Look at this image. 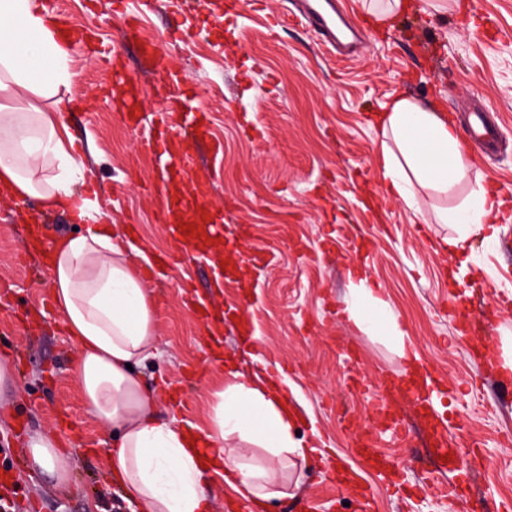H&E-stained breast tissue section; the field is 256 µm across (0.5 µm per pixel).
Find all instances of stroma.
<instances>
[{
    "instance_id": "obj_1",
    "label": "stroma",
    "mask_w": 512,
    "mask_h": 512,
    "mask_svg": "<svg viewBox=\"0 0 512 512\" xmlns=\"http://www.w3.org/2000/svg\"><path fill=\"white\" fill-rule=\"evenodd\" d=\"M46 10L91 30L96 43L72 50L63 95L82 108L61 120L79 146L100 202L115 224L135 228L133 244L145 256L173 245L155 218L149 184L161 178L143 143L156 133L154 115L170 97L138 50L127 42L118 69L100 58L120 36L121 10L139 0H40ZM139 40L160 42L170 65L187 74L191 102L207 108L208 131L178 128L196 169L210 172L213 209L224 233L247 230L265 252L261 268L228 269L216 279L208 264L164 269L153 279L158 355L142 373L156 382L161 418L205 426L215 391L224 385L222 363L233 359L244 375L274 371L304 436L319 434L326 465L356 473L361 489L339 492L326 474L298 476L272 462L284 495L270 512H292L308 500L313 512H461L463 499L482 512L512 505V401H499L497 376L476 364L472 350L512 344V0H410L395 29L366 16L363 0H336L361 31L353 55L327 46L315 27L299 20L279 27L275 16L295 13L297 0H152ZM140 86L147 114L126 125L112 98L115 74ZM434 106L450 118L461 139L465 119L479 110L498 122L493 150L470 144L469 168L449 197L419 189V209L387 192L377 114L392 97ZM221 151H212V143ZM497 187L493 221L497 238L476 240L467 259L439 249L454 226L438 211L470 200L487 183ZM14 202L0 199V360L13 376L0 385V466L17 465L23 489L14 512H132L110 479V433L84 404L71 373L76 347L51 294L39 255H26L27 227ZM361 272L381 288L411 336L421 364L441 386L434 396L448 432L483 458L462 465L460 477H440L439 492L425 479L435 474L430 438L413 405L395 401L378 414L373 387L404 377L408 366L389 337L345 322L341 309ZM224 308V321L205 331L191 299ZM248 299L256 349L238 344L236 315L227 305ZM469 309L456 315L447 302ZM412 438L402 444L397 427ZM52 428L72 458L68 484L57 485L32 468L29 439ZM370 433L390 471L372 469L354 442Z\"/></svg>"
}]
</instances>
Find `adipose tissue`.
I'll return each mask as SVG.
<instances>
[{
	"label": "adipose tissue",
	"instance_id": "obj_1",
	"mask_svg": "<svg viewBox=\"0 0 512 512\" xmlns=\"http://www.w3.org/2000/svg\"><path fill=\"white\" fill-rule=\"evenodd\" d=\"M71 53L39 0H0V188L81 226L58 239L49 270L55 305L77 343L75 379L90 413L110 431L108 472L134 512H209L208 473L217 467L239 498L266 512L280 493L269 469L247 462L248 446L309 471L315 443L298 435L285 383L270 374L229 371L204 429L160 419L155 393L140 373L157 350L154 292L130 260L111 213L73 188L88 177L60 120L79 107L58 93L70 79ZM39 97L49 100V109L36 105ZM378 130L387 187L409 207L418 205L416 187L446 196L464 177V146L453 123L434 108L394 97ZM495 206L482 189L472 202L439 213L440 223L456 227L448 241L454 254L466 255L473 237H497L499 228L490 222ZM344 313L359 330L388 334L400 357L413 360L409 336L368 279L353 284ZM195 438L200 448L192 447ZM28 455L56 483L68 481L70 457L52 434L32 437Z\"/></svg>",
	"mask_w": 512,
	"mask_h": 512
}]
</instances>
